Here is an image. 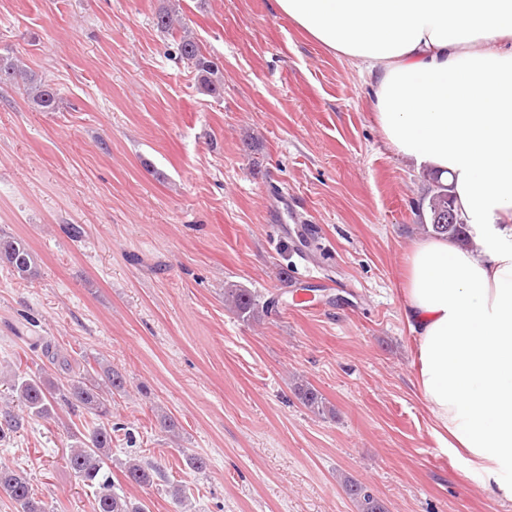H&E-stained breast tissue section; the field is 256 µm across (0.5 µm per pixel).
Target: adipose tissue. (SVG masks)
Returning a JSON list of instances; mask_svg holds the SVG:
<instances>
[{
	"label": "adipose tissue",
	"instance_id": "obj_1",
	"mask_svg": "<svg viewBox=\"0 0 512 512\" xmlns=\"http://www.w3.org/2000/svg\"><path fill=\"white\" fill-rule=\"evenodd\" d=\"M371 76L400 158L447 178L471 227L404 260L415 384L435 433L512 503V0H275Z\"/></svg>",
	"mask_w": 512,
	"mask_h": 512
}]
</instances>
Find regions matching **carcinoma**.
Masks as SVG:
<instances>
[{
  "label": "carcinoma",
  "mask_w": 512,
  "mask_h": 512,
  "mask_svg": "<svg viewBox=\"0 0 512 512\" xmlns=\"http://www.w3.org/2000/svg\"><path fill=\"white\" fill-rule=\"evenodd\" d=\"M180 59L190 64L197 73L198 89L212 96L223 92V80L218 66L202 51L198 42L188 34L180 36L178 43ZM23 84L27 99L38 112H54L58 108L57 93L51 85L42 81L32 71L22 68L17 60L0 56V84ZM448 192V185L434 180L429 192L418 202V209L427 218L431 232L463 240L467 225L438 224L433 207L448 204L440 199V193ZM0 262L8 266L22 280L32 279L38 274L36 257L30 246L22 239L0 236ZM224 299L241 317L258 319L275 305V301L261 299L260 295L247 289L231 285L224 289ZM4 385L16 398L18 408H0V439L18 432L23 425V415L50 419L55 408L66 407L72 414H91L101 422L77 440L66 457V464L84 485L94 489L93 512H146L142 503H133L113 490L112 473L107 465L112 448V426L105 420L112 417V393L125 389L122 374L110 367L100 366L95 378H87L81 372H73L67 382L58 384L42 371L16 370L4 379ZM294 392L299 401L311 413L324 417L334 414L322 394L309 383H298ZM127 481L139 487H151L162 476L159 467L146 464L136 458L124 464ZM344 486L348 497L355 503L358 512H386L383 502L363 483L347 478ZM12 502L15 512H54V508L37 496L31 478L22 470L0 465V494Z\"/></svg>",
  "instance_id": "carcinoma-1"
}]
</instances>
